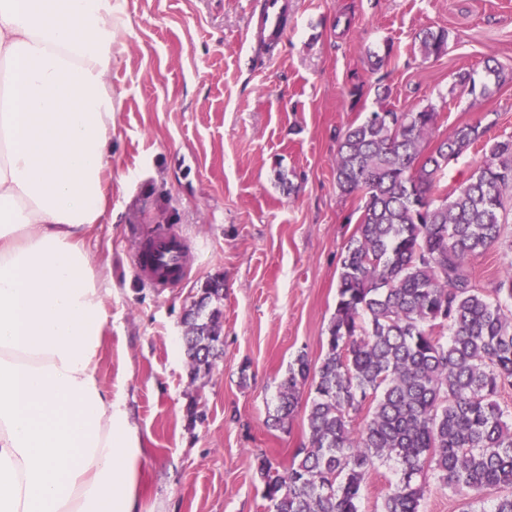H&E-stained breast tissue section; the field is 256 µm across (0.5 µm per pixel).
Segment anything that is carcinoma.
Returning <instances> with one entry per match:
<instances>
[{
	"label": "carcinoma",
	"instance_id": "obj_1",
	"mask_svg": "<svg viewBox=\"0 0 512 512\" xmlns=\"http://www.w3.org/2000/svg\"><path fill=\"white\" fill-rule=\"evenodd\" d=\"M421 55L438 57L448 32L418 34ZM372 117L338 137L336 187L363 200L345 245L326 352L288 367L272 425L288 428L305 389L308 443L287 465L256 457L265 512H358L378 462L395 458L402 477L381 512H420L428 474L456 492L506 488L493 512H512V265L486 291L471 257L500 238L512 189V139L485 140L489 126L465 123L426 151L439 127L432 107L409 112L377 93ZM484 143L488 155L466 182H441L448 165ZM223 284L208 282L185 314L192 374L222 354Z\"/></svg>",
	"mask_w": 512,
	"mask_h": 512
}]
</instances>
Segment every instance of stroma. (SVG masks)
<instances>
[{"label":"stroma","mask_w":512,"mask_h":512,"mask_svg":"<svg viewBox=\"0 0 512 512\" xmlns=\"http://www.w3.org/2000/svg\"><path fill=\"white\" fill-rule=\"evenodd\" d=\"M119 3L108 209L86 240L112 277L97 375L137 430L139 512H264L256 456L285 465L308 441L305 408L288 430L269 425L277 388L299 353L315 366L326 350L359 217V197L336 187L338 137L376 109L384 84L396 110L433 106L440 135L479 120L491 140L512 138V0H292L271 51L246 40L256 0ZM428 28L447 29L448 49L426 60L416 37ZM371 50L386 57L380 69ZM491 59L503 83L488 76ZM461 72L491 94L461 91ZM501 224L469 261L485 289L512 265V190ZM163 227L183 237L188 270L157 291L133 257ZM216 278L223 353L196 377L183 316ZM395 469L371 471L358 512H381Z\"/></svg>","instance_id":"obj_1"}]
</instances>
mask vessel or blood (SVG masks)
Returning <instances> with one entry per match:
<instances>
[{
  "mask_svg": "<svg viewBox=\"0 0 512 512\" xmlns=\"http://www.w3.org/2000/svg\"><path fill=\"white\" fill-rule=\"evenodd\" d=\"M288 0H261L257 25L249 33L253 44L279 43L287 31ZM183 240L165 230L144 240L137 249L135 265L141 280L153 288H167L185 275Z\"/></svg>",
  "mask_w": 512,
  "mask_h": 512,
  "instance_id": "b4317fda",
  "label": "vessel or blood"
}]
</instances>
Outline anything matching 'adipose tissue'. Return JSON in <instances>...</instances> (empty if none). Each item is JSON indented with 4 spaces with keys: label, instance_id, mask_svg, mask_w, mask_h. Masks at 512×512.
<instances>
[{
    "label": "adipose tissue",
    "instance_id": "adipose-tissue-1",
    "mask_svg": "<svg viewBox=\"0 0 512 512\" xmlns=\"http://www.w3.org/2000/svg\"><path fill=\"white\" fill-rule=\"evenodd\" d=\"M113 0H0V512H137L127 411L96 369L109 276Z\"/></svg>",
    "mask_w": 512,
    "mask_h": 512
}]
</instances>
